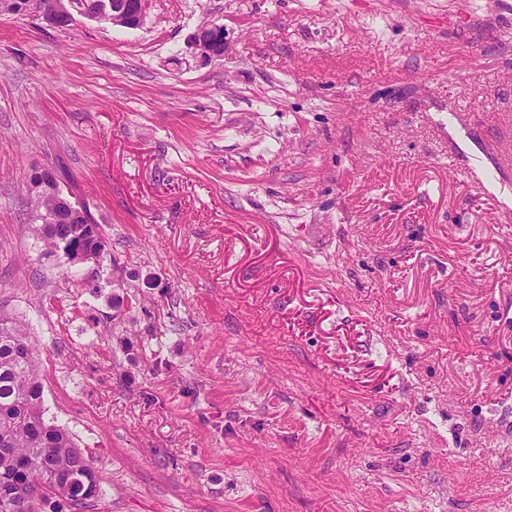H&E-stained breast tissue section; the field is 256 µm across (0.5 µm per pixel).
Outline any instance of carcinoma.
<instances>
[{
  "instance_id": "cac0c4a2",
  "label": "carcinoma",
  "mask_w": 512,
  "mask_h": 512,
  "mask_svg": "<svg viewBox=\"0 0 512 512\" xmlns=\"http://www.w3.org/2000/svg\"><path fill=\"white\" fill-rule=\"evenodd\" d=\"M49 190L29 191L35 233L46 255L57 256L62 244H74L92 256L104 245L83 215L86 205L63 195L55 174ZM62 218L56 224L47 219ZM38 494L41 512H60L67 498L88 500L90 508L104 496L103 478L72 436L46 416L37 350L24 320L0 311V512H32Z\"/></svg>"
}]
</instances>
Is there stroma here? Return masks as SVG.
Here are the masks:
<instances>
[{"label": "stroma", "instance_id": "1", "mask_svg": "<svg viewBox=\"0 0 512 512\" xmlns=\"http://www.w3.org/2000/svg\"><path fill=\"white\" fill-rule=\"evenodd\" d=\"M475 156L512 166V0L0 15V310L89 512H512V186ZM43 167L102 260L43 255ZM122 0H98L91 19L98 22L108 23L112 21V26L128 27V25L139 26L142 22L150 0H136L138 11L131 15ZM222 42H217L220 40ZM224 29L221 25L212 24L210 26L201 27L193 38V45L196 50H198L201 56H216V54H222L224 49H222V44L224 47ZM217 42V43H216ZM214 45V50L212 49V45ZM222 43V44H221ZM468 174L485 190L501 185L507 179L506 172L502 167L489 170L481 164L471 166L468 169Z\"/></svg>", "mask_w": 512, "mask_h": 512}]
</instances>
